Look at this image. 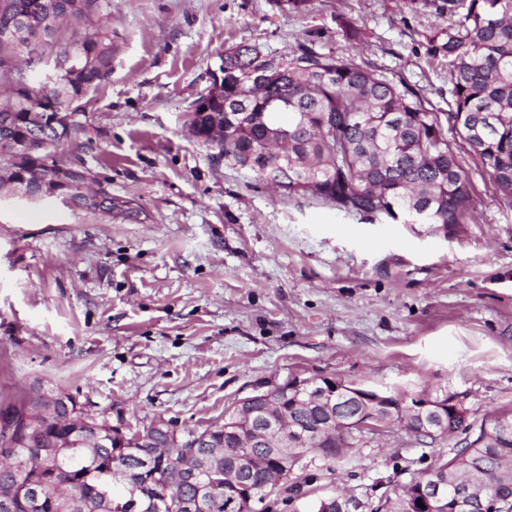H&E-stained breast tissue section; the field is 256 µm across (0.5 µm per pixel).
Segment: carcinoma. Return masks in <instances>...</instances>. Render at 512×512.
Listing matches in <instances>:
<instances>
[{
    "label": "carcinoma",
    "mask_w": 512,
    "mask_h": 512,
    "mask_svg": "<svg viewBox=\"0 0 512 512\" xmlns=\"http://www.w3.org/2000/svg\"><path fill=\"white\" fill-rule=\"evenodd\" d=\"M457 20L441 32L431 52L448 59V92L453 101L440 114L404 81L394 83L352 61L324 55L305 44L283 57L252 45L224 52V79L211 82L207 105L187 112L193 137L210 145L222 139L224 163L241 169L251 164L260 182L271 173L276 191L290 199H313L361 221L387 218L419 224L430 236H446L474 223L471 184L457 148L448 135L469 145L502 199L512 203V0H444ZM99 0H0V87L11 99L0 102V187L33 195L60 190L64 204L102 212L121 220L139 219L131 200L115 197L107 186L87 191L84 169L63 151L86 129L79 101L97 90L112 73V29L99 18ZM48 67L52 75L47 102L33 97L19 61ZM41 113V140L33 134L31 112ZM288 127V143L275 144L267 157L256 154L266 129ZM35 393L0 409L32 415L43 398ZM303 396L288 394V421L300 431L325 437L324 447L343 457L367 431L330 427L321 405L298 406ZM392 420L421 442L471 433L447 460L411 479L409 486L382 495L370 512H405V503L446 474L452 483L448 504L458 487L476 484L482 498L468 494L467 512H487L490 496L512 498V411L495 412L472 428L466 411L412 416L394 407ZM441 428L438 437L420 432L423 424ZM55 430L40 424L41 448L13 447L22 468L0 466V495L14 493L9 512H107L99 492L112 500L135 499L134 512H251L244 492L224 488V449L238 437L216 426L202 432L219 445L212 470L196 483L179 480L191 469L184 449L173 444L168 455L147 457L136 434L127 444L63 449L58 467H43ZM258 465L247 476L251 494L263 498L270 451L258 442L246 449ZM119 463L121 484L108 485L105 469Z\"/></svg>",
    "instance_id": "cac0c4a2"
}]
</instances>
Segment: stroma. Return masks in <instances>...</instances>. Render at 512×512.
<instances>
[{"label": "stroma", "mask_w": 512, "mask_h": 512, "mask_svg": "<svg viewBox=\"0 0 512 512\" xmlns=\"http://www.w3.org/2000/svg\"><path fill=\"white\" fill-rule=\"evenodd\" d=\"M116 53L85 98L72 153L145 217L118 221L0 195V407L32 389L72 395L132 434L179 439L224 423L263 383L328 376L417 399H455L473 425L512 409V204L461 150L475 223L447 241L288 199L218 162L186 114L228 48L304 41L447 111V29L432 0H101ZM394 424L346 462L308 455L294 506L360 503L441 457Z\"/></svg>", "instance_id": "obj_1"}]
</instances>
